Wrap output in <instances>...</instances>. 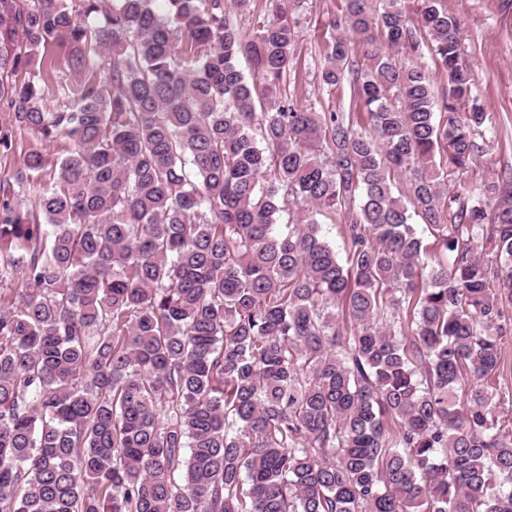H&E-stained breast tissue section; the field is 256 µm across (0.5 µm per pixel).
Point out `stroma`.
Listing matches in <instances>:
<instances>
[{
  "label": "stroma",
  "mask_w": 512,
  "mask_h": 512,
  "mask_svg": "<svg viewBox=\"0 0 512 512\" xmlns=\"http://www.w3.org/2000/svg\"><path fill=\"white\" fill-rule=\"evenodd\" d=\"M339 0H305L297 28L296 60L285 80L289 97L351 111L349 86L335 91L323 88L317 77L329 18L337 14ZM443 8L461 24L465 61L474 76V96L497 119V140L492 150L478 159L459 181L475 186L482 175L512 169V6L506 0H441Z\"/></svg>",
  "instance_id": "stroma-1"
}]
</instances>
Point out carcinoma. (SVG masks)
<instances>
[{
	"label": "carcinoma",
	"instance_id": "cac0c4a2",
	"mask_svg": "<svg viewBox=\"0 0 512 512\" xmlns=\"http://www.w3.org/2000/svg\"><path fill=\"white\" fill-rule=\"evenodd\" d=\"M77 2L0 0V157L67 145L0 170V512H512V174L448 188L497 134L457 18L342 0L337 112L285 90L301 0ZM503 364L504 368L501 372V376L497 381L501 384V389L497 384L498 392L495 396V400L500 399V411L504 412V416L507 418L508 415L512 414V335L511 338L508 336L507 343L503 348Z\"/></svg>",
	"mask_w": 512,
	"mask_h": 512
}]
</instances>
